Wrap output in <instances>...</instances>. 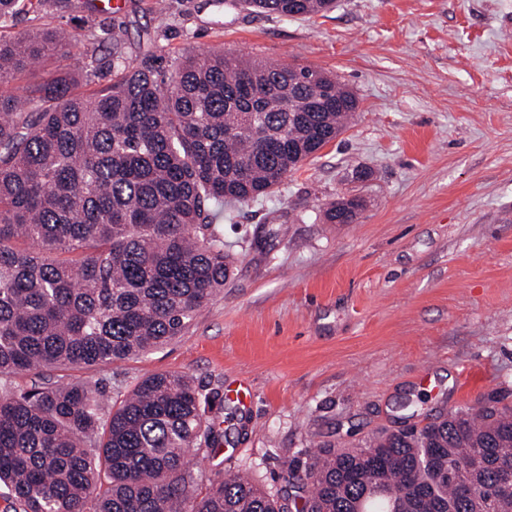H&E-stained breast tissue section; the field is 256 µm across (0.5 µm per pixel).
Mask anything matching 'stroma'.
Segmentation results:
<instances>
[{
	"label": "stroma",
	"instance_id": "35a3bbf8",
	"mask_svg": "<svg viewBox=\"0 0 512 512\" xmlns=\"http://www.w3.org/2000/svg\"><path fill=\"white\" fill-rule=\"evenodd\" d=\"M32 2L0 35L63 27L76 39L18 75L19 96L80 56L94 64L76 94L110 85L117 37L128 65L232 53L325 71L358 98L349 128L278 190L225 205L234 268L183 336L48 379L98 380L117 401L149 374H190L235 420L215 459L194 462L200 480L245 470L292 496L289 456L361 445L451 400L512 396V0H336L305 18L232 0H165L162 12L121 0L112 13ZM359 168L367 181L353 180ZM343 195L363 199L356 221L324 223L321 205ZM470 367L484 386H462Z\"/></svg>",
	"mask_w": 512,
	"mask_h": 512
}]
</instances>
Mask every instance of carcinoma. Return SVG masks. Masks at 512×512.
<instances>
[{
    "label": "carcinoma",
    "mask_w": 512,
    "mask_h": 512,
    "mask_svg": "<svg viewBox=\"0 0 512 512\" xmlns=\"http://www.w3.org/2000/svg\"><path fill=\"white\" fill-rule=\"evenodd\" d=\"M26 0H0V23ZM284 17L336 0H243ZM61 29L0 37V488L15 512H512V405L441 414L360 448L292 459L303 504L249 476L203 486L188 453L224 444V400L182 373L147 375L105 410L74 369L143 356L181 337L224 290L232 257L214 223L313 157L358 109L335 77L234 54L120 63L112 85L74 94V72L6 91L35 60L66 49ZM363 207L338 197L330 224ZM38 381L18 389L9 378Z\"/></svg>",
    "instance_id": "carcinoma-1"
}]
</instances>
